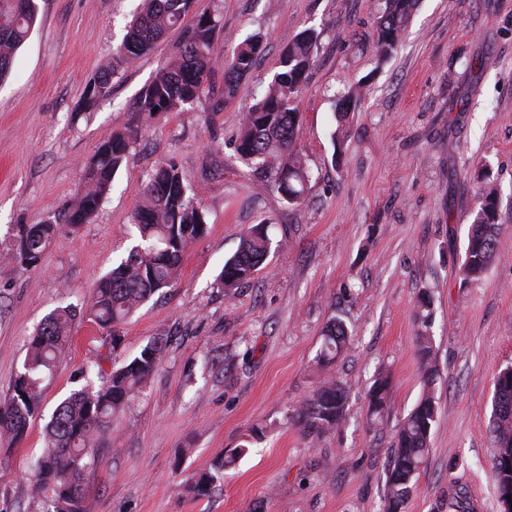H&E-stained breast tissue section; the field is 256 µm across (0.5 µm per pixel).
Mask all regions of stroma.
Here are the masks:
<instances>
[{"instance_id":"stroma-1","label":"stroma","mask_w":512,"mask_h":512,"mask_svg":"<svg viewBox=\"0 0 512 512\" xmlns=\"http://www.w3.org/2000/svg\"><path fill=\"white\" fill-rule=\"evenodd\" d=\"M38 21L0 83V401L27 342L60 306H81L93 283L135 244L138 189L173 161L201 202L206 233L175 283L123 325L109 351L102 330L76 319L69 349L43 383L25 436L0 438V512H48L25 474L45 446L56 406L79 389L96 356L104 371L151 340L167 345L157 373L113 419L86 459L90 512H382L388 460L423 379L414 312L434 298L438 413L432 451L403 512H432L451 483L501 512L490 467L496 374L512 366V0H420L392 57L371 42L377 0H195L220 18L214 89L237 42L263 33L266 52L221 111L156 117L115 175L93 223L52 240L40 267L2 262L16 227L73 203L87 159L129 126L132 107L177 53L172 31L118 68L112 96L81 106L85 84L112 66L140 0H39ZM320 33L299 97V153L312 172L304 202L260 191L234 151L242 117L265 91L282 50L304 28ZM361 90L341 145L331 134L335 97ZM488 165L501 194V258L473 284L458 268L470 225L475 168ZM278 242L235 291L219 288L224 262L248 227ZM339 316L353 334L336 361L315 358ZM387 376L391 405L367 425L368 392ZM347 382L344 422L316 436L292 415L325 379ZM244 448L208 496L188 490L217 456Z\"/></svg>"}]
</instances>
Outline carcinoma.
I'll use <instances>...</instances> for the list:
<instances>
[{"label":"carcinoma","instance_id":"1","mask_svg":"<svg viewBox=\"0 0 512 512\" xmlns=\"http://www.w3.org/2000/svg\"><path fill=\"white\" fill-rule=\"evenodd\" d=\"M193 4L194 0H143V10L116 51V63L134 62L173 30L181 34L178 54L141 93L135 106L138 122L112 133L86 162L84 190L77 201L61 208L43 224L18 226L8 262L24 269L35 268L59 231L73 232L74 225L91 223L114 175L155 114L184 112L203 101L208 102L207 110L217 112L224 101L238 93L242 81L250 76L265 52L264 38L259 34L246 37L224 61V91L217 98L210 74L217 57L219 20L216 15L203 12L192 23H186ZM417 4L418 0H379L373 31L378 60L387 59L397 49ZM38 12V0H0V79L8 74ZM318 37L315 29L307 28L284 47L266 91L244 114L234 146L258 185L280 194L290 206L304 201L310 181L306 163L296 149L300 123L297 100L313 67ZM114 73L113 69L106 70L89 80L82 93L83 109L92 110L112 95ZM358 99L356 88L348 89L338 99L334 144L342 143L344 127ZM475 180L470 231L458 270L463 284L479 281L500 256L498 187L484 170L476 173ZM141 193L143 203L133 216L138 241L127 258L98 279L80 310L70 305L57 308L30 337L12 393L0 402V433L6 437L17 440L26 434L30 419L39 408L41 384L52 376L66 349L77 314L106 330L109 350H116L122 343L121 325L151 296L172 285L188 246L206 231L205 212L187 195L172 162L159 163L141 183ZM271 249L267 225H253L242 236L236 253L224 262L218 286L230 292L252 281ZM433 303V296L427 291L417 301L415 323L424 389L400 425L387 471L383 512H400L415 492L430 453L431 429L438 411L434 391L438 370L430 335ZM350 340L345 323L332 318L323 330L319 364L336 359ZM164 347L160 339L150 341L137 356L111 371L99 387H93L89 380L56 407L46 425V448L30 471L33 492L50 494L53 512H87L82 488L85 458L93 443L108 430L112 417L152 378ZM347 400L348 387L343 381L326 380L296 409L295 419L309 433L332 431L345 419ZM389 404V383L379 377L368 393L369 422L383 418ZM489 432L491 470L498 494L502 495L512 486V371L507 367L495 377ZM234 461L233 453L216 458L213 470L200 474L190 484V491L198 497L208 495Z\"/></svg>","mask_w":512,"mask_h":512}]
</instances>
